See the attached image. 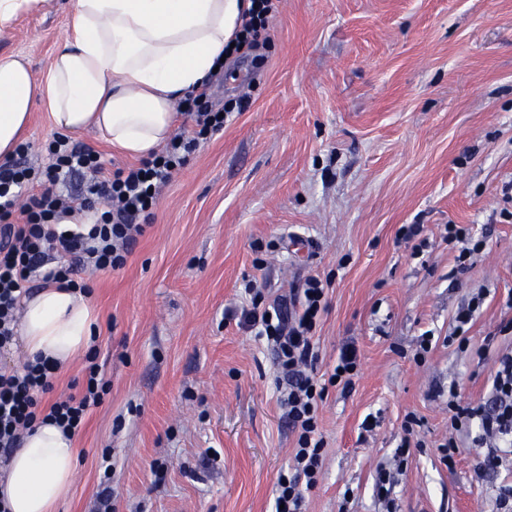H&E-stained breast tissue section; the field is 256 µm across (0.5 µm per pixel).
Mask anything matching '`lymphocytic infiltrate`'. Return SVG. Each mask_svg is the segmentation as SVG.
Here are the masks:
<instances>
[{"mask_svg":"<svg viewBox=\"0 0 512 512\" xmlns=\"http://www.w3.org/2000/svg\"><path fill=\"white\" fill-rule=\"evenodd\" d=\"M276 9L274 0H251L234 37L235 52L251 56L262 67L267 48L265 30ZM192 122L191 135L176 134L164 149L127 168L108 170L97 152L58 139L43 170L27 161V145L14 160L0 164V355L14 340L21 303L32 282L59 284L87 292L78 278L86 269L122 268L143 235L162 187L183 167L199 141L223 131V106L208 90L189 93L181 103ZM92 178L84 190L63 195L61 186L84 173ZM91 215L87 224H66L67 216ZM250 303L239 323L266 338L278 370L280 405L297 433L293 463L276 484V504L283 512H305L308 494L316 488L324 447L319 410L329 388L352 390L360 359L354 342L342 345L328 377L316 371L319 350L314 340L318 315L325 307L326 286L316 276L290 289L287 298L268 304L255 282H247ZM84 380L78 393L43 404L53 389L54 369L41 358L21 367L0 366V460L10 459L25 432L52 422L64 432L78 433L92 408L101 404L109 382L97 350L85 356ZM492 392L483 402L461 403L456 387L448 389V411L455 433L468 432L482 451L489 471L512 467V351L500 354L491 371Z\"/></svg>","mask_w":512,"mask_h":512,"instance_id":"lymphocytic-infiltrate-1","label":"lymphocytic infiltrate"}]
</instances>
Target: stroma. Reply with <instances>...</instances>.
I'll list each match as a JSON object with an SVG mask.
<instances>
[{
  "label": "stroma",
  "instance_id": "stroma-1",
  "mask_svg": "<svg viewBox=\"0 0 512 512\" xmlns=\"http://www.w3.org/2000/svg\"><path fill=\"white\" fill-rule=\"evenodd\" d=\"M68 8L19 14L0 53L44 74ZM269 34L259 76L241 59L213 82L216 103L247 104L163 189L125 266L84 274L111 390L76 436L57 512H92L106 448L114 512H273L297 437L272 348L224 311L248 304L247 281L286 291L311 275L330 282L318 373L349 341L360 370L323 402L306 512H491L512 474L481 473L466 434L454 465L440 446L448 386L486 400L494 358L478 351L492 335L512 345L498 334L512 319V0H279ZM56 137L35 105L29 161L45 165ZM405 224L422 225L420 254ZM448 224L486 242L465 270ZM482 289L459 349L454 316ZM381 467L396 478L390 508L373 494Z\"/></svg>",
  "mask_w": 512,
  "mask_h": 512
}]
</instances>
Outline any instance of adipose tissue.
<instances>
[{
  "instance_id": "adipose-tissue-1",
  "label": "adipose tissue",
  "mask_w": 512,
  "mask_h": 512,
  "mask_svg": "<svg viewBox=\"0 0 512 512\" xmlns=\"http://www.w3.org/2000/svg\"><path fill=\"white\" fill-rule=\"evenodd\" d=\"M249 0H71L64 39L42 77L26 57L0 54V160L13 157L35 104L53 129L94 131L132 156L172 135L175 102L216 73ZM96 316L87 298L53 284L24 302L28 356L67 366L87 351ZM78 473L73 436L46 422L12 454L0 497L10 512H53Z\"/></svg>"
}]
</instances>
